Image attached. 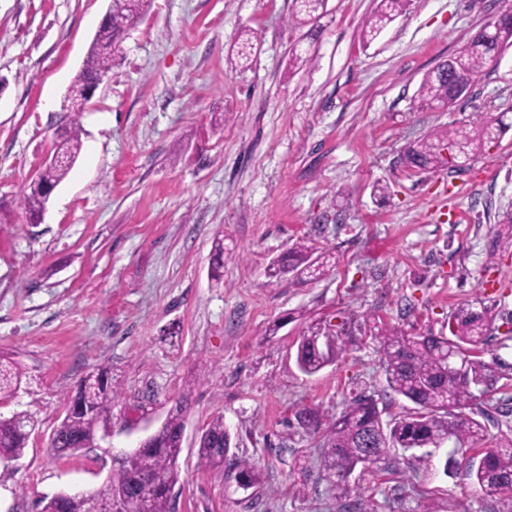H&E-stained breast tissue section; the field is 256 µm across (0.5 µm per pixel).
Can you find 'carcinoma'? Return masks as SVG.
Returning a JSON list of instances; mask_svg holds the SVG:
<instances>
[{
	"mask_svg": "<svg viewBox=\"0 0 512 512\" xmlns=\"http://www.w3.org/2000/svg\"><path fill=\"white\" fill-rule=\"evenodd\" d=\"M407 0H378L375 10L364 20L363 42L372 43L381 32L406 10ZM149 6V0H112V24H102L87 54L76 85L100 83L112 69L113 57L108 48L117 47L124 34L134 28ZM324 0H299L298 17L294 22L306 25L319 16ZM503 44L512 45V7L493 22L489 36H474L444 64L426 75L418 90L422 107L434 109L455 94L454 86L462 79H472L483 69L493 66V58ZM85 102L75 96L70 99V126L57 135L54 151L69 159L67 164L41 168L23 194L21 204L31 218H36L47 199L50 188L62 182L80 151L81 128L78 118ZM501 133V125L489 121L473 133L465 126L433 132L409 145L403 162L420 171H435L450 167L445 151L458 146L471 156L492 142ZM334 259L328 249H317L305 241L295 244L286 254L270 264L268 277L281 279L288 274L300 281L318 280L325 275ZM224 242L215 244L211 276L223 277ZM492 319L490 311L458 309L452 316L451 337L406 336L387 324L371 329L388 387L396 395L415 405L405 415L389 421L382 419L375 399L354 397L325 430L324 466L329 482L342 500L351 492L347 476L363 465L370 452L379 462L398 464L390 452L431 448L435 451L448 446L444 473L458 470L464 454H482L478 465L466 470L483 496L499 504L497 512H512V436L496 440L489 448L486 424L468 415L464 409L482 397L508 388L500 383L502 376L491 365L478 359L476 350L487 344ZM338 355L336 340L310 328L301 336L296 350V364L305 375H313L333 363ZM23 372L11 362L0 360V398L12 395L18 388ZM115 392L109 385L108 369L98 365L82 380L58 425L50 451L68 457L84 448H92L101 434L112 428V402ZM31 418L15 413L0 418V460H17L24 456L31 431ZM185 419L182 407L171 410L161 427L148 443L119 459V467L107 480L85 498L78 495L54 496L42 512H89L95 504L97 512H110L119 501L127 510L134 509L142 485L151 487L149 512H173L174 504L168 491L177 482L176 463L182 447ZM232 448L230 430L223 417L213 419L202 431L198 455L212 468H222ZM238 477L250 488L263 482V470L256 463L237 462Z\"/></svg>",
	"mask_w": 512,
	"mask_h": 512,
	"instance_id": "obj_1",
	"label": "carcinoma"
}]
</instances>
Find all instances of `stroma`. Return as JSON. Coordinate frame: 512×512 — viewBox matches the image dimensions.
I'll list each match as a JSON object with an SVG mask.
<instances>
[{"mask_svg": "<svg viewBox=\"0 0 512 512\" xmlns=\"http://www.w3.org/2000/svg\"><path fill=\"white\" fill-rule=\"evenodd\" d=\"M377 0H327L314 36L295 0H151L81 117V151L40 223L18 200L70 120L65 96L111 0H0V354L25 375L0 416L35 424L24 456L1 461L0 512L88 491L185 401L175 512H496L445 451L356 468L337 499L323 432L353 397L384 419L411 411L388 387L369 328L445 336L457 309L488 307L480 357L512 381V48L448 111L420 108L424 76L505 8L504 0H409L370 46ZM250 38L249 61L237 57ZM307 62L291 63L292 48ZM503 117L466 170L414 172L405 149L438 128ZM389 193L373 195L374 183ZM224 241L221 281L209 276ZM333 251L322 279L270 281L302 239ZM283 326L276 336L267 330ZM342 351L315 375L296 365L309 327ZM109 370L111 449L52 457L50 437L91 368ZM223 417L234 458L258 463L237 489L198 456Z\"/></svg>", "mask_w": 512, "mask_h": 512, "instance_id": "obj_1", "label": "stroma"}]
</instances>
